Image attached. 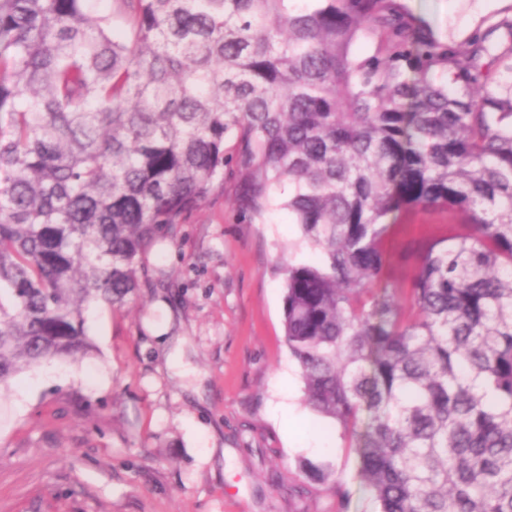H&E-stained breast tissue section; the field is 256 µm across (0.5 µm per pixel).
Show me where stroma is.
Masks as SVG:
<instances>
[{"instance_id": "stroma-1", "label": "stroma", "mask_w": 512, "mask_h": 512, "mask_svg": "<svg viewBox=\"0 0 512 512\" xmlns=\"http://www.w3.org/2000/svg\"><path fill=\"white\" fill-rule=\"evenodd\" d=\"M410 18L467 46L512 18V0H400ZM233 178L142 258L135 302L87 314L88 354L0 387V512H372L341 429L306 412L285 343L279 258L286 211L253 220ZM332 477L311 481L304 463Z\"/></svg>"}]
</instances>
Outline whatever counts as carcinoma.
I'll list each match as a JSON object with an SVG mask.
<instances>
[{
    "label": "carcinoma",
    "instance_id": "obj_1",
    "mask_svg": "<svg viewBox=\"0 0 512 512\" xmlns=\"http://www.w3.org/2000/svg\"><path fill=\"white\" fill-rule=\"evenodd\" d=\"M0 0V386L86 354L85 312L233 166L286 185L311 263L283 268L304 401L378 512H512V89L396 0ZM363 40L371 50L357 55ZM409 205L466 231L386 242ZM390 255L389 273L391 278L400 285H406L411 277L413 267L409 263L400 260L401 237L396 238L388 244Z\"/></svg>",
    "mask_w": 512,
    "mask_h": 512
}]
</instances>
